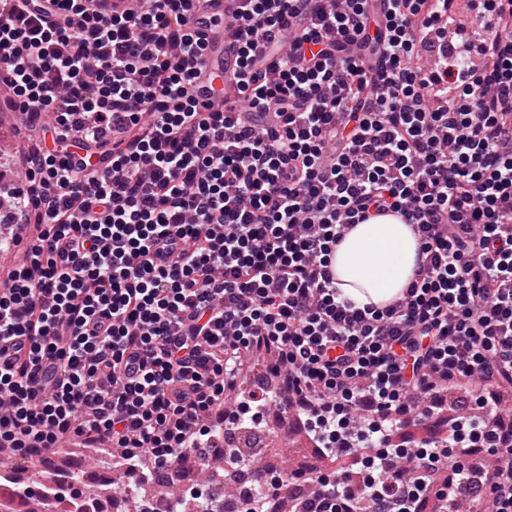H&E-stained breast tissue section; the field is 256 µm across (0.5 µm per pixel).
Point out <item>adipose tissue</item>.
Wrapping results in <instances>:
<instances>
[{
    "label": "adipose tissue",
    "instance_id": "1",
    "mask_svg": "<svg viewBox=\"0 0 512 512\" xmlns=\"http://www.w3.org/2000/svg\"><path fill=\"white\" fill-rule=\"evenodd\" d=\"M418 242L408 224L381 216L356 225L331 256L335 286L357 307H383L399 296L417 269Z\"/></svg>",
    "mask_w": 512,
    "mask_h": 512
}]
</instances>
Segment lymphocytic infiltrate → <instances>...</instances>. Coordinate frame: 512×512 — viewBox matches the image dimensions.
<instances>
[{"instance_id": "obj_1", "label": "lymphocytic infiltrate", "mask_w": 512, "mask_h": 512, "mask_svg": "<svg viewBox=\"0 0 512 512\" xmlns=\"http://www.w3.org/2000/svg\"><path fill=\"white\" fill-rule=\"evenodd\" d=\"M196 2L0 0V109L30 131L0 223L36 229L0 288V450L77 437L145 475L178 467L223 408L242 413L265 348L285 376L267 402L356 468L312 479V512H512L497 404L391 441L459 383L512 387V0H483L479 63L427 71L413 59L445 41L448 0H241L231 112L191 91ZM392 214L417 238L414 278L379 311L337 299L336 246Z\"/></svg>"}]
</instances>
